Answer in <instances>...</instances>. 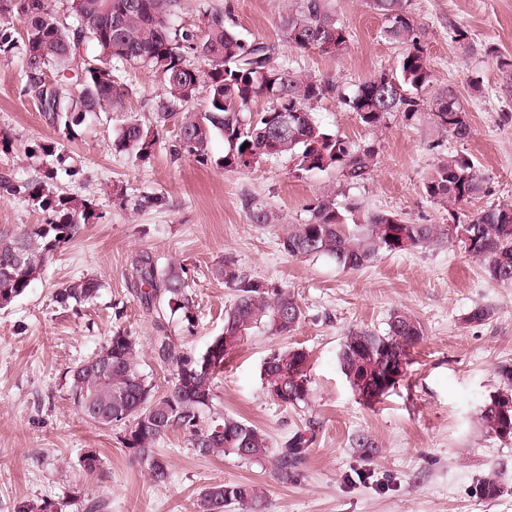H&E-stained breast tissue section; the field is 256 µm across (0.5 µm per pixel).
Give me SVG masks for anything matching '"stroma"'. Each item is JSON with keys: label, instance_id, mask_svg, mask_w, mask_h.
Here are the masks:
<instances>
[{"label": "stroma", "instance_id": "1", "mask_svg": "<svg viewBox=\"0 0 512 512\" xmlns=\"http://www.w3.org/2000/svg\"><path fill=\"white\" fill-rule=\"evenodd\" d=\"M291 3L178 0L171 23L197 25L204 14H223L243 38L275 45L278 60L301 75L335 81L344 93L396 68L403 48L384 38V21L366 0H336L351 32L338 55L288 48L281 21ZM409 9L425 32L431 92L453 90L472 133L460 141L435 131L427 119L399 115L374 133L338 99H324L315 108L323 126L380 146L370 179L354 188L335 171H298L284 158L224 169L226 147L218 133L208 164L173 158L172 124L148 159L113 152L123 123L153 120L162 84L152 68L120 66L121 105L66 133L24 95L20 51L0 54V137L9 142L0 151V175L19 182L39 177L45 162L28 148L56 143L67 165L80 170L74 178L60 176V193L88 200L97 213L41 279L0 309V512H16L23 503L39 512H89L93 503L99 512H194L205 488L234 482L254 485L264 512H512V438L485 434L477 422L483 403L504 387L499 367L512 365V288L491 282L478 263L445 241L380 256L357 271L323 257L292 258L279 245L285 226L305 222L307 204L329 192L337 201L354 198L418 224L447 223V211L424 197L422 180L438 159L457 153L472 159L490 187L467 212L512 203V84L502 70L512 64V0H410ZM459 30L464 40H456ZM249 199L266 204L281 223H250ZM142 250L187 268L194 328L169 314L160 329L143 312L130 286L131 260ZM227 257L249 276L290 290L303 318L288 335L259 327L241 340L215 381L210 413L260 427L276 449L296 432L311 435L305 477L284 484L269 462L200 455L187 434L175 430L156 446L169 466L168 480L158 484L123 447V427L91 423L74 406L69 371L121 327L139 345L141 371L165 393L173 376L154 358L156 338L167 333L198 354L222 333L236 293L211 270ZM83 276L102 282L98 298L75 308L54 302L56 289ZM478 306L490 308L491 318L465 322ZM396 308L414 315L425 336L404 379L368 405L340 370L341 344L354 327L384 332ZM293 348L308 355L309 401L285 407L268 395L261 368L271 354ZM359 433L377 442L373 457L353 450L351 439ZM91 448L101 457L92 474L82 464ZM489 475L504 488L493 501L479 490Z\"/></svg>", "mask_w": 512, "mask_h": 512}]
</instances>
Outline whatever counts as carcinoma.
<instances>
[{
    "instance_id": "cac0c4a2",
    "label": "carcinoma",
    "mask_w": 512,
    "mask_h": 512,
    "mask_svg": "<svg viewBox=\"0 0 512 512\" xmlns=\"http://www.w3.org/2000/svg\"><path fill=\"white\" fill-rule=\"evenodd\" d=\"M67 2L70 24L58 19L51 0H0V18L15 19L24 28L20 45L12 35L0 34V52L23 48L24 94L37 103L50 124L65 131L120 104L124 87L115 79L114 64L140 63L155 69L161 77L163 99L154 124H124L112 139L116 153L148 158L160 142V131L174 118L178 137L170 153L175 158L189 154L201 165L208 163L212 136L220 133L228 146L226 169L240 171L261 159L287 158L305 172L333 169L345 184L354 186L371 177L378 149L373 142H356L324 128L314 112V104L323 99L338 97L370 131L385 127L394 114L409 121L425 110L435 128L458 140L468 139L472 132L470 117L453 91L440 92L424 102L431 73L409 0H370V7L384 19L385 39L404 46L396 70L379 72L386 85L375 100L366 93L371 79L349 93H340L333 81L303 77L277 61L269 45L246 41L220 13L203 15L198 28L177 29L170 24L177 0ZM281 29L288 47L299 51H315L322 41L333 39L339 53L350 40L333 0H294ZM87 40L93 42L96 55L83 60L80 46ZM202 84L207 88L206 106L195 112L187 105ZM258 99L266 101V107L254 112L251 105ZM284 112L288 113L286 124L281 122ZM33 153L53 157L55 162L41 178L25 183L7 174L0 176V194H25L48 219L19 231L0 230V309L25 294L54 254L97 218L92 203L57 191L58 172L75 177L80 169L63 167L53 143H40ZM422 190L426 199L448 212L456 228L467 227L470 242L454 235L447 224H417L396 213L367 210L358 202L341 207L329 193L308 205V219L283 234L281 248L292 258L325 256L342 269L359 270L383 254L424 248L446 239L481 262L490 280L512 287V204L462 212V206L488 193L472 160L462 154L439 159L424 176ZM245 206L253 224L281 221L262 203L248 200ZM131 266L134 295L146 313L163 305L187 324L194 323L195 301L188 292V271L183 265L161 266L152 253L142 251L133 257ZM212 274L236 292L233 305L224 313V332L199 355L183 350L170 336L157 338L155 359L173 372L172 386L165 394H156L153 383L140 371L136 340L117 328L95 353L110 368L98 370L87 359L70 370L72 399L94 423L128 425L122 443L147 464L157 483L168 480L169 471L154 447L173 429L187 433L204 456L228 452L248 462L270 458L277 479L294 483L304 476L309 443L304 433H295L273 452L261 428L230 416L207 423L204 412L212 405L214 382L224 371L226 356L238 342L259 325L274 336L287 335L302 320V310L290 291L247 275L231 259L216 265ZM100 289L98 279L80 277L58 289L55 302L62 307L88 302ZM226 336H235L237 341L226 345ZM423 336L422 324L397 308L389 314L383 334L362 327L347 331L339 352L340 368L349 380L361 376L370 382L375 391L362 393V398L375 401L389 391L380 386L389 364H409L411 349ZM306 364L307 355L300 349L272 355L264 383L274 401L291 407L307 403ZM496 398L492 395L484 403L478 423L489 435L512 438V409H501ZM218 426L223 428L220 433L215 432ZM351 442L366 458L377 452L375 441L364 433ZM217 503L224 507L237 503L250 512L261 510L260 496L249 483L204 489L195 503L196 512H212Z\"/></svg>"
}]
</instances>
